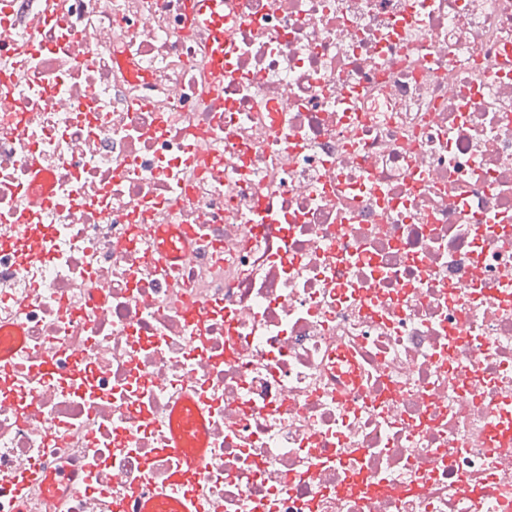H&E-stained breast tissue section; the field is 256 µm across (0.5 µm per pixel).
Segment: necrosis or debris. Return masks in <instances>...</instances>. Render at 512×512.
Instances as JSON below:
<instances>
[{"mask_svg":"<svg viewBox=\"0 0 512 512\" xmlns=\"http://www.w3.org/2000/svg\"><path fill=\"white\" fill-rule=\"evenodd\" d=\"M224 26L0 0V512H512V0ZM200 19L211 31V59L213 71L224 75V54L233 50V42L224 30V0H197ZM182 436L173 435L172 441H169L168 449L173 459L176 461L180 469L185 468L187 471H199L203 465V456L196 454L195 456H187L182 448ZM169 498L175 500L179 505V512H203L204 494L202 489H197L192 494L182 493L177 483L168 484L161 488H149L135 496L132 512H142L141 504L144 500L151 502L154 498Z\"/></svg>","mask_w":512,"mask_h":512,"instance_id":"obj_1","label":"necrosis or debris"}]
</instances>
